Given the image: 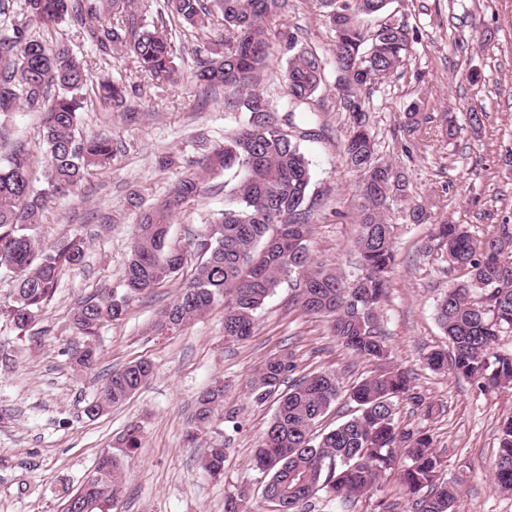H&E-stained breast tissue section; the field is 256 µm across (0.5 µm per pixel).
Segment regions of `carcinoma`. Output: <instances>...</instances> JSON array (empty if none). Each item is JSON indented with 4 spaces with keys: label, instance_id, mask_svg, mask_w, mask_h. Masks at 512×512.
Segmentation results:
<instances>
[{
    "label": "carcinoma",
    "instance_id": "obj_1",
    "mask_svg": "<svg viewBox=\"0 0 512 512\" xmlns=\"http://www.w3.org/2000/svg\"><path fill=\"white\" fill-rule=\"evenodd\" d=\"M393 0H320L336 41L331 50L336 94L358 111L350 113L353 131L343 143V159L353 172L372 181L359 185V226L355 242L361 272L367 281L351 286L354 277L318 262L310 252L313 214L308 204L310 163L300 143L314 131L292 130L298 109H312L324 85V62L317 52L298 45L294 35L275 33L273 20L288 10V0H23L11 34L0 39V112L22 105L41 117L48 163L45 187L33 188L28 152L20 146L0 159V270L14 275L12 296L0 301V322L25 334L52 300L63 272L84 257L78 237L43 249L29 234L30 225L52 197L76 189L92 169L112 160L118 151L112 138L79 132L81 112L95 105L105 112L123 106L124 85L92 80L84 61L63 43L50 44L31 35L35 26L77 22L83 38L100 59L115 52L132 57L141 71L160 82H176L177 48L167 34L142 23L153 9L183 26L215 28L222 49L198 61L196 84L204 90L224 87V104L248 112L246 123L225 134L196 162V170L178 178L167 193L143 209L135 228L130 257L120 287L81 298L72 316L80 343L69 348L73 369H90L97 355L100 329L122 319L130 304L151 288L174 277L187 255L169 245L173 217L194 200L206 180L235 171L237 182L229 203L192 240L199 262L173 304L152 323L158 335L183 329L216 303L224 305V340L248 339L259 309L284 276L299 273L295 301L313 315L328 318L331 333L354 354L371 361L388 358L373 310L388 288L395 262L390 205L408 196L409 184L392 164L381 161L364 128L366 91L396 70L416 36L405 23L386 21L374 31L360 17L387 12ZM288 52L283 73L287 109L279 115L269 105L260 83L275 45ZM424 250L447 254L448 263L464 271V279L448 284L436 307L438 323L451 351L425 357L432 370L449 369L484 388L512 385V356L494 351L497 336L512 330V224L499 225L497 235L478 240L463 224L437 225ZM293 371L288 356L268 358L251 381L254 399L276 394ZM154 375L147 359L112 371L88 402L84 414L94 418L123 405ZM341 395L336 374L313 373L296 380L279 395L264 438L254 452V467L267 481L262 497L270 512H310L309 502L322 491L340 504L369 492L378 477L405 456L401 482L411 512H455L457 485L437 483L438 459L427 435L403 430L395 419L396 401L424 405L410 377L386 368L349 389L356 413L321 433L315 431ZM220 385L199 393L186 439L192 443L221 406ZM142 444V428L128 426L119 447L103 449L93 472L74 493H67L66 512H109L124 492L122 458ZM224 448L207 449L198 461L212 479L224 474ZM495 484L512 490V419L499 437Z\"/></svg>",
    "mask_w": 512,
    "mask_h": 512
}]
</instances>
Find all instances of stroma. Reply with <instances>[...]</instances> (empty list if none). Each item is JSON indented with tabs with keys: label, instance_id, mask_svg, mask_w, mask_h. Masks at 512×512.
I'll list each match as a JSON object with an SVG mask.
<instances>
[{
	"label": "stroma",
	"instance_id": "stroma-1",
	"mask_svg": "<svg viewBox=\"0 0 512 512\" xmlns=\"http://www.w3.org/2000/svg\"><path fill=\"white\" fill-rule=\"evenodd\" d=\"M290 2L278 28L328 56L335 34L319 0ZM395 17L416 29L419 40L403 64L369 91L368 126L379 158L407 175L430 219L415 224L405 203L391 206L395 264L376 321L391 366L408 373L432 406L427 414L399 401L396 419L402 429L431 436L440 478L460 489L457 512H512V492L498 490L493 480L499 427L512 416V389H485L427 367V354L449 349L435 309L461 273L444 256L424 250L442 222L467 225L480 240L493 236L499 225L512 224V0H402ZM145 21L172 31L181 68L177 83L153 82L128 57L101 63L71 21L36 31L68 45L93 75L125 83L128 97L118 112L83 111L81 132L110 135L119 151L111 165L94 169L76 190L54 198L32 226V236L44 248L82 237V263L65 272L26 337L17 338L0 322V346L12 355L9 366L0 367V512H63L64 488L79 487L101 449L116 445L136 422L143 426L142 446L122 460L127 489L111 512H224L225 499L242 492L253 512L264 504V477L251 456L276 408L275 399H253L255 370L269 356L285 353L295 364L291 379L333 372L347 389L377 369L331 336L325 318L307 315L294 303L292 276L265 300L247 340L225 342L219 305L180 332L154 335L155 315L179 295L197 264L193 255L177 276L133 302L121 321L102 328L91 370L70 368L66 349L74 341L73 309L82 296L117 286L134 242L138 211L130 197L139 196L146 206L162 197L193 169L203 143L223 141L225 132L246 118L243 111L225 108L223 89L205 93L190 79L208 54L206 33L174 27L153 11ZM335 80L333 69H326L315 111L297 115L295 122L320 132L301 143L312 171V256L350 274L358 260L359 177L343 161L351 117L336 103ZM413 102L421 104L423 119L408 133L405 111ZM470 105L485 114L480 130L469 126ZM451 123L457 127L452 137L446 133ZM0 128L23 141L34 185L42 187L46 154L38 113L24 108L1 113ZM234 182L230 172L206 181L201 195L174 218L172 247L188 249L202 224L223 211ZM141 358L154 362L153 378L122 406L86 417L83 408L101 379ZM217 381L224 384L223 403L195 445H187L196 397ZM215 444L225 447L224 475L218 480L197 464ZM389 505L394 512L407 510L395 469L348 507L317 493L312 512H385Z\"/></svg>",
	"mask_w": 512,
	"mask_h": 512
}]
</instances>
